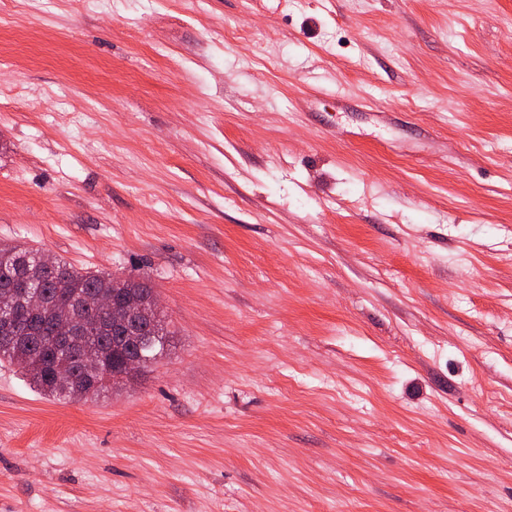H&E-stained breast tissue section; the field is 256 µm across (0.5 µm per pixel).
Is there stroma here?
<instances>
[{
    "instance_id": "obj_1",
    "label": "stroma",
    "mask_w": 512,
    "mask_h": 512,
    "mask_svg": "<svg viewBox=\"0 0 512 512\" xmlns=\"http://www.w3.org/2000/svg\"><path fill=\"white\" fill-rule=\"evenodd\" d=\"M0 7V244L171 333L0 362V512H512V0ZM37 251L27 247L0 244V300L6 297L16 284L31 281L42 295V315L35 328L45 330L57 317L63 315L67 303L75 295L83 294L89 308L99 296L120 297L136 296L144 302V316L133 331L116 321L106 330L95 335L94 343L112 358V369L99 368L92 359L83 360L79 346L56 355L49 351L43 338L32 332L22 336L26 338L0 343V361L14 362L20 365L33 383L46 395L57 400H81L99 397L112 388V370L119 368L122 360L129 354L143 358V372L165 352L167 336H171L165 326V318L160 307L154 302L153 288L145 281L126 279L116 280L104 271H82L71 265L58 262L64 268L60 275H48L36 268ZM127 332H130L127 334ZM126 336H138L131 342ZM68 360L80 370L77 382H64L70 372L66 365L56 370L58 379L51 375L53 365Z\"/></svg>"
}]
</instances>
